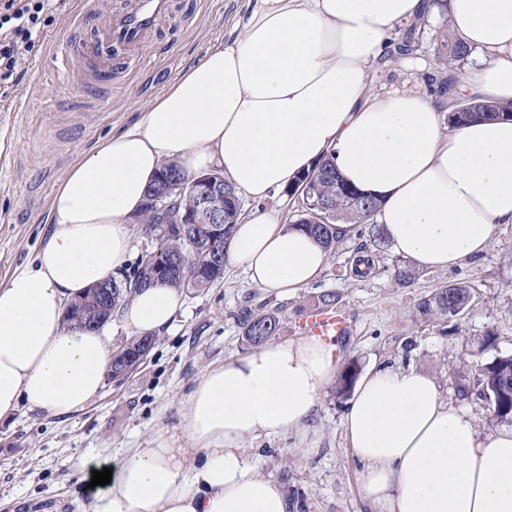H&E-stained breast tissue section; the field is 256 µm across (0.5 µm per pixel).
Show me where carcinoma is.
<instances>
[{
    "instance_id": "cac0c4a2",
    "label": "carcinoma",
    "mask_w": 512,
    "mask_h": 512,
    "mask_svg": "<svg viewBox=\"0 0 512 512\" xmlns=\"http://www.w3.org/2000/svg\"><path fill=\"white\" fill-rule=\"evenodd\" d=\"M414 32L410 29L395 45L390 56H407L414 52ZM470 50L460 40L449 33L441 41L438 50V65L443 69L453 70L466 64ZM464 111L446 113L448 126L454 127L465 121L477 119L496 120L512 116V101L494 100L465 101ZM313 179L310 183L312 200H319L329 208V219L325 224H310L309 214L301 215L294 226L313 236L330 253L336 250L338 224H367L369 237L374 245L384 242L381 228L374 222L380 203L355 187L347 184L339 176L331 158L326 157L311 169ZM224 189L231 197L224 200V238H229L234 224L241 214V202L231 183L224 182ZM201 256L200 243L193 236L167 237L158 241L155 252L138 263L132 270L121 277L112 278V310H117L128 302L135 290L143 287L146 268L154 261H164L175 257L178 264L175 270L163 281V284L182 290H198L210 287L222 278L224 269L206 273L199 269ZM417 277V271L406 264L393 266V278L400 285H407ZM472 294L469 286L454 283L435 290L421 303V313L437 319H451L459 316L470 305ZM242 336L253 346H260L277 335L280 325V310H263L250 312L241 319ZM359 369L355 362L345 365L336 382V394L350 395L358 377ZM479 395L486 399L496 424L512 425V354L496 355L487 361L475 365L471 376Z\"/></svg>"
}]
</instances>
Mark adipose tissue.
Here are the masks:
<instances>
[{
    "label": "adipose tissue",
    "mask_w": 512,
    "mask_h": 512,
    "mask_svg": "<svg viewBox=\"0 0 512 512\" xmlns=\"http://www.w3.org/2000/svg\"><path fill=\"white\" fill-rule=\"evenodd\" d=\"M432 0H247L240 33L209 49L130 128L81 154L50 200L31 267L0 285V423L21 404L50 416L103 390L110 326L70 325L69 306L115 276L156 172H222L255 202L333 155L340 174L381 200L394 254L445 270L484 253L512 224V120L445 128L431 96L373 95L367 69L396 27ZM448 23L474 54L454 97L512 100V0H448ZM226 258L257 287L289 292L328 262L309 234L257 210L240 217ZM181 294L156 284L121 312L134 336L166 330ZM338 370L336 347L309 335L225 360L197 377L173 427L126 449L91 512H288L283 487L254 466L247 439L302 429ZM343 426L382 512H512V430L481 435L415 369L358 383Z\"/></svg>",
    "instance_id": "1"
}]
</instances>
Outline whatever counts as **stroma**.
I'll return each mask as SVG.
<instances>
[{
	"label": "stroma",
	"instance_id": "1",
	"mask_svg": "<svg viewBox=\"0 0 512 512\" xmlns=\"http://www.w3.org/2000/svg\"><path fill=\"white\" fill-rule=\"evenodd\" d=\"M246 0H174L173 16L134 66L114 65L112 86L86 95L76 88L82 69L53 71L51 54L67 47L75 0H65L23 60V78L0 98V284L28 266L45 234L50 198L76 157L115 131L131 127L144 107L211 48L235 35ZM444 23L428 22L415 34L407 59H383L370 70V89L428 94L458 78L436 64ZM371 254L368 277L352 266ZM398 260L390 248L343 238L317 280L279 294L251 284L240 268L226 265L223 279L205 290H183L184 309L171 328L156 335L146 364L121 378H107L99 397L82 411L50 418L21 407L0 425V512H87L94 494L86 474L127 448L142 445L156 429L172 427L176 410L194 379L206 369L251 352L243 341L244 313L278 308V341H296L300 320L319 292L340 295L348 331L337 338L340 363L356 361L360 372L380 365L428 373L446 402L464 412L480 434L497 432L488 404L460 390L478 359L512 354V224L497 225L486 253L441 271H420L410 286L392 277ZM465 282L469 307L452 321L422 315L420 305L440 286ZM492 334L495 344L481 348ZM347 399L327 386L307 432L248 441L250 460L280 483L289 512H378L366 497L360 465L344 433Z\"/></svg>",
	"mask_w": 512,
	"mask_h": 512
}]
</instances>
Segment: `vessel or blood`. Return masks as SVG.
Wrapping results in <instances>:
<instances>
[{
  "label": "vessel or blood",
  "instance_id": "b4317fda",
  "mask_svg": "<svg viewBox=\"0 0 512 512\" xmlns=\"http://www.w3.org/2000/svg\"><path fill=\"white\" fill-rule=\"evenodd\" d=\"M170 7V0H135L130 9L112 14L104 12L102 0H79L69 47L53 55L58 74L67 75L84 59L91 63L89 85L111 84L114 58L137 62L151 32L161 20L171 18ZM305 325L312 335L338 336L346 318L336 310L314 308Z\"/></svg>",
  "mask_w": 512,
  "mask_h": 512
}]
</instances>
